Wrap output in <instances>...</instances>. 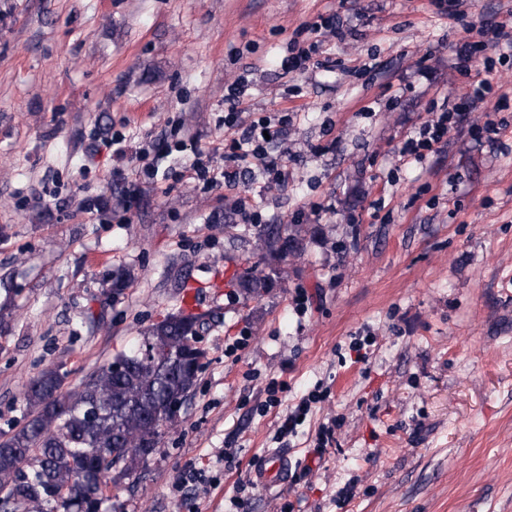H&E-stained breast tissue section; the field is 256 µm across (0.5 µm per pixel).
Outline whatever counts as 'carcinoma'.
<instances>
[{"mask_svg":"<svg viewBox=\"0 0 512 512\" xmlns=\"http://www.w3.org/2000/svg\"><path fill=\"white\" fill-rule=\"evenodd\" d=\"M300 231L285 224L260 243L282 252ZM263 271L241 274L238 286L258 296L271 285ZM202 317L180 308L121 353L63 390L65 374L41 369L26 386L27 421L0 432V512L31 508L45 512H97L114 477L132 476L156 452L170 424V404L187 398L197 384L204 351L195 345ZM172 349L181 351L175 358Z\"/></svg>","mask_w":512,"mask_h":512,"instance_id":"cac0c4a2","label":"carcinoma"}]
</instances>
